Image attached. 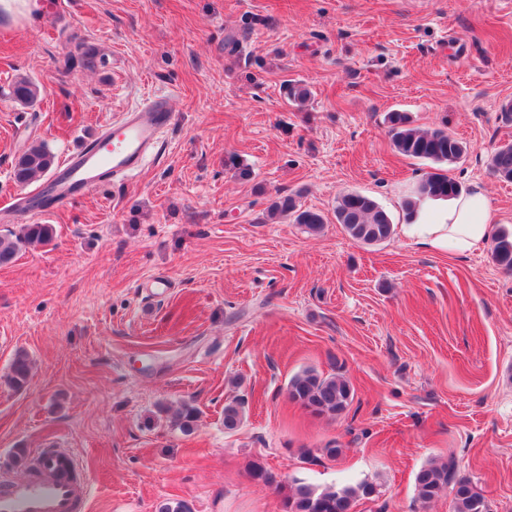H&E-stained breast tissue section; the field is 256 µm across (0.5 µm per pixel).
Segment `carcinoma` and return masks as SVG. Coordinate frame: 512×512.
Segmentation results:
<instances>
[{
	"label": "carcinoma",
	"instance_id": "carcinoma-1",
	"mask_svg": "<svg viewBox=\"0 0 512 512\" xmlns=\"http://www.w3.org/2000/svg\"><path fill=\"white\" fill-rule=\"evenodd\" d=\"M13 96L24 104H33L39 96L38 87L22 78L13 86ZM388 133L393 148L403 156L430 162L434 171L426 174L416 188V198L405 204L406 216L413 219L419 201L427 198H446L459 193V182L448 175L446 167L460 162L468 152L467 143L448 132L446 128L420 129L412 126L404 112H390L386 116ZM54 165V155L43 143L34 142L16 158L13 179L29 184L48 172ZM494 176L512 181V142L500 145L489 160ZM270 216H288L310 234L321 232L323 215L302 208L294 194H285L273 201ZM336 221L347 235L365 245L381 244L391 238L393 223L390 216L372 198L359 192H345L336 198ZM53 237L50 224H26L20 233L0 236V265L11 263L22 246L46 242ZM491 260L500 269L512 272V233L503 229L493 238ZM30 375V361L26 354H18L10 368V382L23 387ZM288 399L315 417L335 418L347 411L354 400L351 382L342 374L324 376L314 369H304L290 378ZM244 403L232 401L224 405V428L236 429L243 421ZM198 411L191 404H183L177 411L174 424L188 430L196 421ZM419 500L428 503L446 489L452 495L453 512H490L485 497L466 477L456 475L451 460H430L415 475ZM377 492L372 482L355 485L328 486L322 489L298 479L285 486L282 492L283 512H353L356 502L369 499Z\"/></svg>",
	"mask_w": 512,
	"mask_h": 512
}]
</instances>
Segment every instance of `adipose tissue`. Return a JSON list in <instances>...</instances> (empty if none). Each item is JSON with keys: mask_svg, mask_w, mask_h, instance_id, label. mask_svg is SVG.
Returning <instances> with one entry per match:
<instances>
[{"mask_svg": "<svg viewBox=\"0 0 512 512\" xmlns=\"http://www.w3.org/2000/svg\"><path fill=\"white\" fill-rule=\"evenodd\" d=\"M493 222L492 204L476 186L456 196L425 200L402 234L423 250L464 256L489 242Z\"/></svg>", "mask_w": 512, "mask_h": 512, "instance_id": "ef3b65f1", "label": "adipose tissue"}]
</instances>
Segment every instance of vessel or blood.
Listing matches in <instances>:
<instances>
[{
  "label": "vessel or blood",
  "instance_id": "b4317fda",
  "mask_svg": "<svg viewBox=\"0 0 512 512\" xmlns=\"http://www.w3.org/2000/svg\"><path fill=\"white\" fill-rule=\"evenodd\" d=\"M175 122L166 97L124 111L117 120L107 121L77 151L68 153L44 186L28 193L8 209L16 220L53 214L141 169L159 156L165 130ZM42 466L28 477H0V512H86L89 484L73 480L58 469V451L39 452Z\"/></svg>",
  "mask_w": 512,
  "mask_h": 512
}]
</instances>
